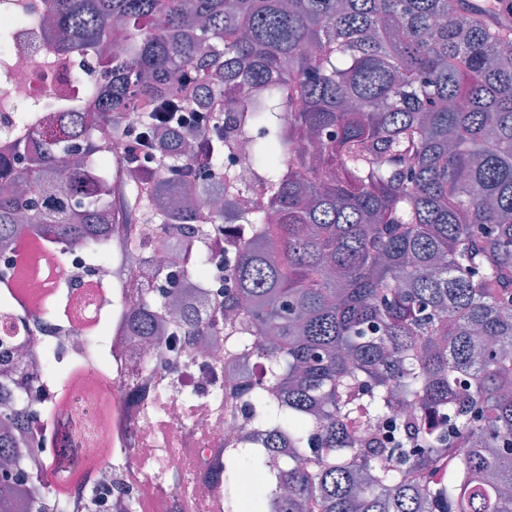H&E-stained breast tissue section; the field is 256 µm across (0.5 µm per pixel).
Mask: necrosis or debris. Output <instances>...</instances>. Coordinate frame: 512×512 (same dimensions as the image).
Returning a JSON list of instances; mask_svg holds the SVG:
<instances>
[{"label": "necrosis or debris", "instance_id": "obj_1", "mask_svg": "<svg viewBox=\"0 0 512 512\" xmlns=\"http://www.w3.org/2000/svg\"><path fill=\"white\" fill-rule=\"evenodd\" d=\"M47 0H0V33L11 50L0 56V146L12 142L20 109L39 106L42 123L73 111L84 96L71 73L96 70L93 57L59 55L42 26ZM224 166L234 172L238 206H264L247 136H239ZM112 261H92L78 245L39 233L18 235L0 249V336H19L17 370L33 402V450L53 502L83 490L97 512L122 499L127 512H147V499L166 497L169 512H224L217 454L252 430L247 415H224L212 395L225 382L262 377V363L230 357L224 339L186 351L178 336L151 345L131 336L134 305L159 283L152 269L130 262L133 250L154 256L177 276L184 301L211 304L223 270L191 273V253L174 248L153 227H110ZM52 345L56 375L38 365ZM176 486L164 496L167 486Z\"/></svg>", "mask_w": 512, "mask_h": 512}]
</instances>
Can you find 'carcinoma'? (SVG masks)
<instances>
[{
  "label": "carcinoma",
  "mask_w": 512,
  "mask_h": 512,
  "mask_svg": "<svg viewBox=\"0 0 512 512\" xmlns=\"http://www.w3.org/2000/svg\"><path fill=\"white\" fill-rule=\"evenodd\" d=\"M44 23L67 54L120 52L99 58L107 86L87 87L78 125L0 152V247L32 224L107 259L115 215L193 249L199 276L222 265L224 305L181 309L175 328L190 342L222 329L262 362L240 393L265 446L224 448V512H512L503 14L474 0H53ZM241 131L263 210L207 200L231 181ZM129 163L155 178L124 182ZM228 213L250 225L230 264ZM179 293L164 277L132 334L154 335ZM12 382L0 372V512H69L25 477L30 410L3 393ZM408 401L419 414L399 413Z\"/></svg>",
  "instance_id": "carcinoma-1"
}]
</instances>
